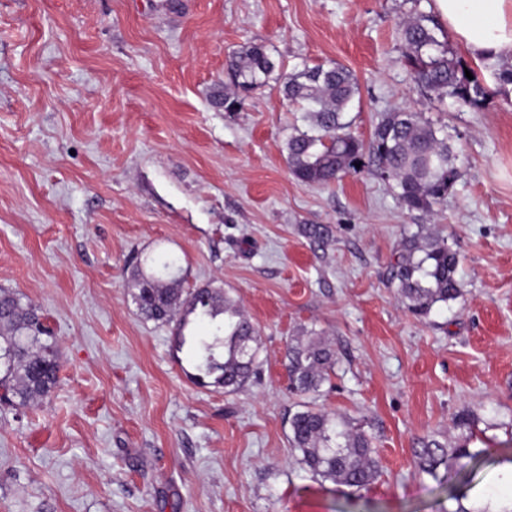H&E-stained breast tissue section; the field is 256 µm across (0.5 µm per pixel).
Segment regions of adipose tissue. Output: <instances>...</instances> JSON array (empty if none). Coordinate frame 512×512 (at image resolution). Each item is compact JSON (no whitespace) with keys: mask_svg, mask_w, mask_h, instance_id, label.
Returning <instances> with one entry per match:
<instances>
[{"mask_svg":"<svg viewBox=\"0 0 512 512\" xmlns=\"http://www.w3.org/2000/svg\"><path fill=\"white\" fill-rule=\"evenodd\" d=\"M432 7L475 61L512 58V0H433Z\"/></svg>","mask_w":512,"mask_h":512,"instance_id":"1","label":"adipose tissue"}]
</instances>
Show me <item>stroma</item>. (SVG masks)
<instances>
[{"label": "stroma", "mask_w": 512, "mask_h": 512, "mask_svg": "<svg viewBox=\"0 0 512 512\" xmlns=\"http://www.w3.org/2000/svg\"><path fill=\"white\" fill-rule=\"evenodd\" d=\"M404 0H0V288L39 307L59 349L47 399L0 406V512H455L418 472L426 437L479 456L454 476L469 512L512 507V87L453 51L493 94L434 107L400 62ZM280 71L340 63L358 79L353 133L398 108L444 123L461 178L434 217L367 172L297 180L296 114L277 87L217 103L229 55ZM304 224H327L321 248ZM459 253L461 298L414 318L387 282L402 230ZM171 258L184 287L223 286L258 328L260 376L228 395L133 303V258ZM336 349L316 406L376 438L381 473L349 488L288 442L302 402L287 340Z\"/></svg>", "instance_id": "35a3bbf8"}]
</instances>
